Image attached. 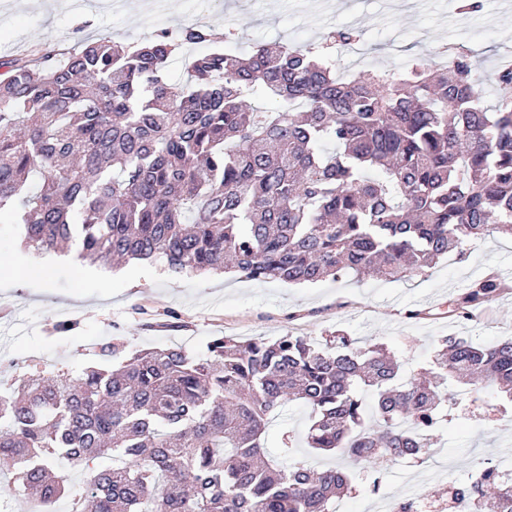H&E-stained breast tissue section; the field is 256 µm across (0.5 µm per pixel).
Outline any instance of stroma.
Wrapping results in <instances>:
<instances>
[{
    "instance_id": "1",
    "label": "stroma",
    "mask_w": 512,
    "mask_h": 512,
    "mask_svg": "<svg viewBox=\"0 0 512 512\" xmlns=\"http://www.w3.org/2000/svg\"><path fill=\"white\" fill-rule=\"evenodd\" d=\"M201 24L234 29L248 47L319 43L333 29L360 33L357 46H339L337 72L366 77L370 70H395L426 56L438 63L443 45H465L487 84L485 99H512V85L492 80L499 59L512 55V0H481L461 14L457 0H0V59L36 55L45 48L80 49L103 37L144 42L158 31ZM22 227L13 212L0 213V378L57 364L80 370L93 361L92 347L119 335L130 349L178 345L203 354L211 337L292 333L321 343L341 331L362 344L389 349L405 375L419 372L442 336H465L478 344L512 338V237L493 233L473 240L463 257L449 256L425 274L404 281L341 274L310 285L257 282L234 274L169 272L163 262L125 265L123 273L87 276L70 245L68 259L49 266L18 268ZM493 277L505 286L470 317L456 316L455 301L475 281ZM172 310L181 329L159 328L154 314ZM74 319L70 335L52 333L58 321ZM512 416L496 389L476 402L452 409L439 424L425 462L403 460L374 471L353 466L354 479L342 495L350 512L370 504L393 512L409 501L414 512H448V485L466 481L486 462L512 461V430L499 419ZM309 409L294 401L269 416L267 451H280L290 436L295 455L323 468L339 457L305 446Z\"/></svg>"
}]
</instances>
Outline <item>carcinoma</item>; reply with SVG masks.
Wrapping results in <instances>:
<instances>
[{
	"label": "carcinoma",
	"instance_id": "carcinoma-1",
	"mask_svg": "<svg viewBox=\"0 0 512 512\" xmlns=\"http://www.w3.org/2000/svg\"><path fill=\"white\" fill-rule=\"evenodd\" d=\"M235 40L228 30L216 48L213 28L190 25L0 60V210L16 212L25 247L59 251L78 237L91 262L314 284L342 272L407 280L478 236L512 235V100L486 104L466 53L348 80L318 46L245 58ZM204 46L172 81L176 54ZM258 90L273 106L248 104ZM501 291L494 277L474 283L458 316ZM126 349L113 336L101 362L23 372L0 395V472L42 512L61 499L70 512H332L351 474L271 457L276 408H310L308 447L377 465L431 457L462 377L512 398V338L442 336L424 378L334 333L320 345L214 336L202 355L169 346L125 360ZM61 461L81 484L54 475ZM451 489L474 512H512V486L491 465Z\"/></svg>",
	"mask_w": 512,
	"mask_h": 512
}]
</instances>
